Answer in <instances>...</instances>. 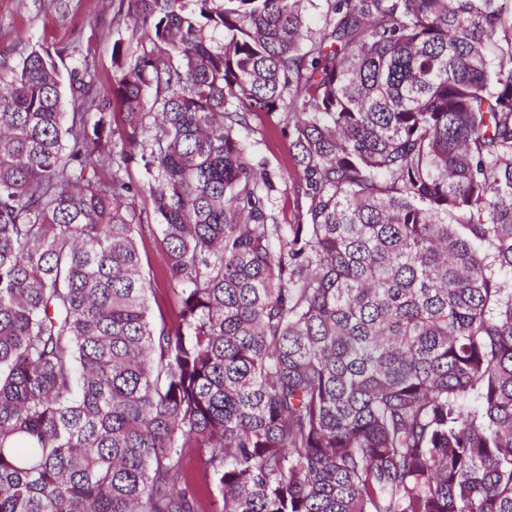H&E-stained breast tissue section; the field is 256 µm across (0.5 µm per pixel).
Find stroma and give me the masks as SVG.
<instances>
[{
    "instance_id": "35a3bbf8",
    "label": "stroma",
    "mask_w": 512,
    "mask_h": 512,
    "mask_svg": "<svg viewBox=\"0 0 512 512\" xmlns=\"http://www.w3.org/2000/svg\"><path fill=\"white\" fill-rule=\"evenodd\" d=\"M120 0H0V54L18 63L31 50L55 54L61 74L86 60L94 86H112V43L135 44L131 22L114 23ZM247 137L253 158L287 174L292 170L288 141L276 119L261 115Z\"/></svg>"
}]
</instances>
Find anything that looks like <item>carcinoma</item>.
I'll list each match as a JSON object with an SVG mask.
<instances>
[{
  "mask_svg": "<svg viewBox=\"0 0 512 512\" xmlns=\"http://www.w3.org/2000/svg\"><path fill=\"white\" fill-rule=\"evenodd\" d=\"M124 2L71 112L0 57V512H512V11ZM253 131L247 136L250 155L268 162L270 168L283 174L292 172V162L288 154V139L280 129L276 118L264 115L254 117ZM280 191L272 194L273 209L278 216L279 222L289 224L293 221L296 212V195L291 183H288L287 190L285 186L280 187ZM152 230L145 226L142 241L139 239V246L142 255L143 267L150 277L158 278L160 288H155L153 293L149 292L148 300L151 312L155 317L162 313L166 318L170 314V305L167 299L168 290L164 288L162 281V270L165 266V253L161 244L159 226L153 224Z\"/></svg>",
  "mask_w": 512,
  "mask_h": 512,
  "instance_id": "cac0c4a2",
  "label": "carcinoma"
}]
</instances>
